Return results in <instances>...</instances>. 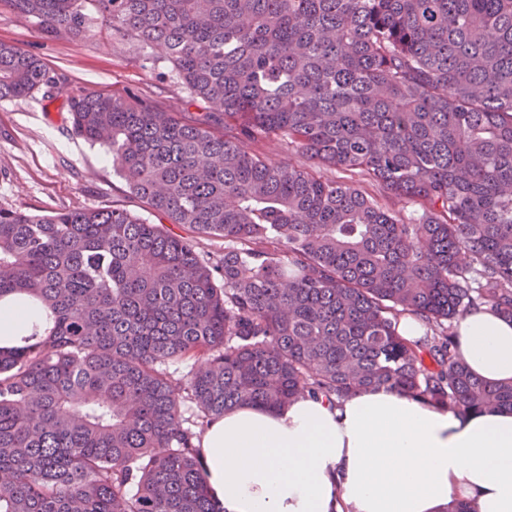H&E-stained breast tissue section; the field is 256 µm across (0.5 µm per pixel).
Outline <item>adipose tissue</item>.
Masks as SVG:
<instances>
[{"label":"adipose tissue","mask_w":512,"mask_h":512,"mask_svg":"<svg viewBox=\"0 0 512 512\" xmlns=\"http://www.w3.org/2000/svg\"><path fill=\"white\" fill-rule=\"evenodd\" d=\"M46 310L0 298V349L26 345ZM455 353L491 384L512 383V320L460 317ZM201 462L220 512H512V411L458 413L377 386L279 411L240 406L206 429Z\"/></svg>","instance_id":"ef3b65f1"}]
</instances>
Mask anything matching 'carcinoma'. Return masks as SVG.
<instances>
[{"label": "carcinoma", "mask_w": 512, "mask_h": 512, "mask_svg": "<svg viewBox=\"0 0 512 512\" xmlns=\"http://www.w3.org/2000/svg\"><path fill=\"white\" fill-rule=\"evenodd\" d=\"M5 2L52 38L100 19L209 111L68 98L74 131L187 236L119 209L0 208V298L51 317L0 352V512H219L200 443L243 404L386 386L512 411V383L472 375L450 332L480 305L512 318V0ZM66 83L0 42V99ZM256 139L419 202L422 221ZM405 314L426 343L398 334ZM250 146L255 153L275 162H284L287 164L290 162L304 167L312 165L310 160L293 147H288L287 145L258 140L252 142Z\"/></svg>", "instance_id": "obj_1"}]
</instances>
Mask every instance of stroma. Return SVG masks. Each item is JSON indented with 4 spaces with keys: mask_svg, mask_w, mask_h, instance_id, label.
Segmentation results:
<instances>
[{
    "mask_svg": "<svg viewBox=\"0 0 512 512\" xmlns=\"http://www.w3.org/2000/svg\"><path fill=\"white\" fill-rule=\"evenodd\" d=\"M0 42L37 55L68 82L52 100L39 93L0 100V207L37 215L117 208L155 222L115 171L110 151L73 131L66 99L68 92L86 88L132 92L170 112H203L204 104L190 103L172 64L98 22L81 38L46 37L3 4Z\"/></svg>",
    "mask_w": 512,
    "mask_h": 512,
    "instance_id": "obj_1",
    "label": "stroma"
}]
</instances>
